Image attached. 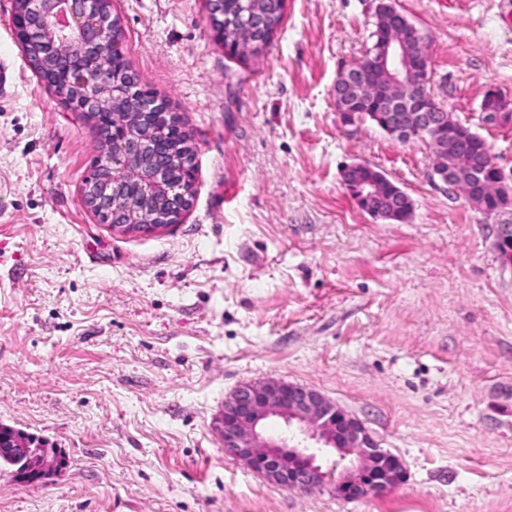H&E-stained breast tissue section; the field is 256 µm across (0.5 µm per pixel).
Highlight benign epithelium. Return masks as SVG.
<instances>
[{
    "label": "benign epithelium",
    "instance_id": "obj_1",
    "mask_svg": "<svg viewBox=\"0 0 512 512\" xmlns=\"http://www.w3.org/2000/svg\"><path fill=\"white\" fill-rule=\"evenodd\" d=\"M207 22L222 37V0H207ZM240 48L245 50L254 38L249 7L235 21ZM9 26L21 46L41 43L52 55H65L63 71L46 69L42 81L71 92L70 105L79 112L98 115L104 154L98 176L83 191V203L112 229L127 234L150 233L167 228L165 224L142 220L154 212H165L171 223L181 220L190 204L194 171L183 169L178 177L162 180L157 160L164 150L178 141L185 130L177 117L164 110L163 103L150 90L140 91V103L124 121L122 112L112 111V76L98 72L95 59L120 48L108 0H21L9 18ZM370 53L371 63L387 69L394 83L407 87L428 80L429 58L421 51L409 61L405 43L382 30ZM359 86L350 108L337 110L342 127L352 132L360 125L356 106L368 97V83L362 67L351 70ZM482 121L488 125H512V104L496 92L487 96ZM398 112H374L372 116L386 135L398 139L424 138L432 143L435 160L432 176L461 193L474 207L484 208L479 188L494 185L498 213L512 211V185L497 165L481 168L468 154L448 163V143L475 139L479 134L440 111L432 96L406 95L395 102ZM347 190L361 210L375 220L406 222L413 202L399 186H392L394 203L377 208L373 201L390 179L365 162L347 166L342 172ZM279 418L286 430L279 438L264 431L265 421ZM216 430L226 453L244 462L268 481L280 486L312 490L325 485L328 473L318 458L333 449L340 457L354 455L345 473L336 480V492L348 499L382 494L399 483L400 460L377 446L365 426L321 392L279 379L249 382L238 386L224 401ZM33 436L0 425V457L22 463V480L39 482L59 474L66 457L58 450L32 445Z\"/></svg>",
    "mask_w": 512,
    "mask_h": 512
}]
</instances>
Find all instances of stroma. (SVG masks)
<instances>
[{
    "label": "stroma",
    "instance_id": "stroma-1",
    "mask_svg": "<svg viewBox=\"0 0 512 512\" xmlns=\"http://www.w3.org/2000/svg\"><path fill=\"white\" fill-rule=\"evenodd\" d=\"M378 0H287L266 55L231 59L206 0H112L122 50L191 133L182 219L125 235L81 200L93 120L35 74L0 0V424L67 459L29 484L0 469V512H512V265L498 225L432 180L429 141L346 133L339 73ZM425 35L430 88L512 179V0H393ZM382 170L413 201L373 220L341 173ZM318 390L397 456L372 498L287 489L227 455L237 386ZM491 103L482 107V121L488 125H512V106L496 92L487 96Z\"/></svg>",
    "mask_w": 512,
    "mask_h": 512
}]
</instances>
